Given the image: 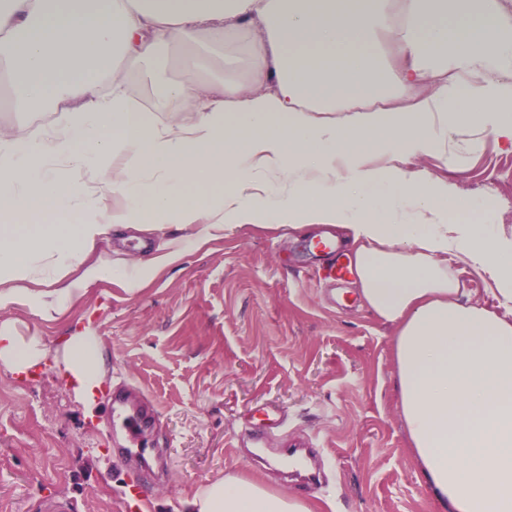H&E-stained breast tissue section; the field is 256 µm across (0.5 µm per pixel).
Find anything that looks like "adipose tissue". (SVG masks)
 <instances>
[{
  "label": "adipose tissue",
  "instance_id": "obj_1",
  "mask_svg": "<svg viewBox=\"0 0 512 512\" xmlns=\"http://www.w3.org/2000/svg\"><path fill=\"white\" fill-rule=\"evenodd\" d=\"M163 48L183 51L186 77L158 84L153 108L118 78L101 94L111 64ZM227 63L246 81L201 80ZM0 85L15 111L48 102L61 115L34 139L0 131V310L60 313L74 291L56 280L78 267L84 287L110 277L85 254L131 224L336 225L360 296L395 329L400 416L441 512H512V317L461 302L455 272L481 268L512 307V238L477 206L449 223L455 185L405 168L460 125L512 149L500 0H0ZM67 213L78 223H60ZM43 355L40 337L0 324V365L24 373ZM100 362L91 327L67 338L63 372L89 407ZM185 508L313 512L236 474Z\"/></svg>",
  "mask_w": 512,
  "mask_h": 512
}]
</instances>
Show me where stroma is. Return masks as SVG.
<instances>
[{
	"mask_svg": "<svg viewBox=\"0 0 512 512\" xmlns=\"http://www.w3.org/2000/svg\"><path fill=\"white\" fill-rule=\"evenodd\" d=\"M55 118L46 105L18 113L0 98V130L15 136L34 137ZM407 167L455 184L451 217L478 204L512 237V152L490 130L456 128L447 153ZM316 235L244 224L198 247L177 225L145 224L96 241L86 261L112 277L76 292L57 320L26 306L1 310L0 323L42 337L46 358L27 375L0 365V512H133L140 487L152 497L145 512H182L228 473L296 494L316 512H438L399 414L394 330L364 305L355 276L312 279L309 268L326 261L309 247ZM175 247L179 265L134 278ZM455 269L462 301L498 309L485 272ZM87 319L104 356L91 411L57 366L65 337ZM119 387L157 410L144 444L163 456L165 476L119 456L126 441L108 411ZM269 414L284 423L255 443ZM289 446L318 450L325 487H302L276 467L277 449Z\"/></svg>",
	"mask_w": 512,
	"mask_h": 512,
	"instance_id": "stroma-1",
	"label": "stroma"
}]
</instances>
